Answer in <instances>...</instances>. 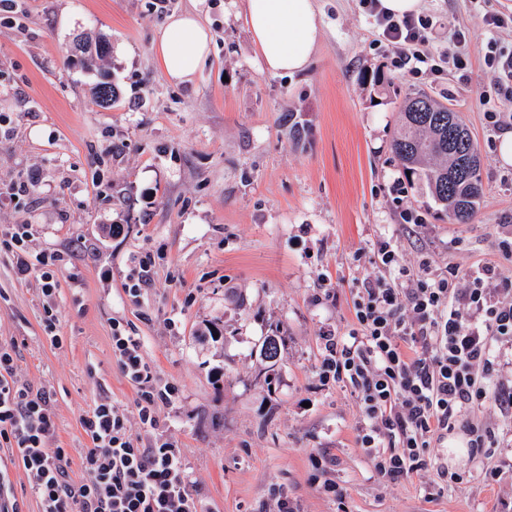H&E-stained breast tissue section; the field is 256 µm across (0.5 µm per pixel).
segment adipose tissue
I'll return each instance as SVG.
<instances>
[{
	"label": "adipose tissue",
	"mask_w": 512,
	"mask_h": 512,
	"mask_svg": "<svg viewBox=\"0 0 512 512\" xmlns=\"http://www.w3.org/2000/svg\"><path fill=\"white\" fill-rule=\"evenodd\" d=\"M247 26L265 70L274 75L305 71L321 37L314 0H245ZM212 36L200 16L171 15L158 31L155 59L175 83L193 81L211 53Z\"/></svg>",
	"instance_id": "adipose-tissue-1"
}]
</instances>
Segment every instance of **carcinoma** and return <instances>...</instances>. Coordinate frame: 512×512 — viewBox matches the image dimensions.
<instances>
[{
    "label": "carcinoma",
    "instance_id": "cac0c4a2",
    "mask_svg": "<svg viewBox=\"0 0 512 512\" xmlns=\"http://www.w3.org/2000/svg\"><path fill=\"white\" fill-rule=\"evenodd\" d=\"M402 130L392 151L416 188H426L448 220L468 224L474 218L482 194L480 169L468 177L458 175L461 161L478 156L473 139L459 134V116L448 120V106L424 92L407 95L402 105Z\"/></svg>",
    "mask_w": 512,
    "mask_h": 512
}]
</instances>
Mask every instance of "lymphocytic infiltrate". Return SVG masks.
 I'll return each mask as SVG.
<instances>
[{"instance_id":"f902f5d3","label":"lymphocytic infiltrate","mask_w":512,"mask_h":512,"mask_svg":"<svg viewBox=\"0 0 512 512\" xmlns=\"http://www.w3.org/2000/svg\"><path fill=\"white\" fill-rule=\"evenodd\" d=\"M360 4L394 52L397 67L410 62L405 47L429 43L433 36L428 16L397 18L379 0ZM27 236L24 225L0 229L16 276L39 272L49 300L55 293L52 269L65 258L51 253L31 259ZM377 252L384 272L362 282L351 328L319 336V381L348 389L358 400L363 422L356 442L379 478L394 483L431 467L444 489L463 477L436 460L432 448L462 427L470 456L491 457L494 430L469 416L479 409L512 408V389L493 385L498 351L512 345V279L487 267L464 285L453 267L434 277L401 267L389 241H380ZM16 352V344H0V447L12 449L29 475L39 512H203L180 448L167 441L144 447L126 415L106 400L81 418L92 446L82 459L83 478L73 480L66 450L45 445L56 430L51 399L17 382ZM112 354L137 389L141 428L156 429L159 408L175 399L177 386L157 380L139 337L118 323L112 326Z\"/></svg>"}]
</instances>
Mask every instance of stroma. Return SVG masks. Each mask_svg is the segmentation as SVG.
I'll list each match as a JSON object with an SVG mask.
<instances>
[{
  "instance_id": "stroma-1",
  "label": "stroma",
  "mask_w": 512,
  "mask_h": 512,
  "mask_svg": "<svg viewBox=\"0 0 512 512\" xmlns=\"http://www.w3.org/2000/svg\"><path fill=\"white\" fill-rule=\"evenodd\" d=\"M197 9L213 41L187 84L154 58L157 29ZM322 38L309 68L266 72L244 0H14L0 13V226L25 224L29 252H70L55 273L58 321H43L39 273L18 279L0 244V344L17 343L19 381L46 390L72 477L89 441L80 417L101 397L134 415L135 387L112 355V323L139 336L161 382L179 393L159 409L143 445L183 451L205 512H276L270 484L298 512H512V419L487 459L449 453L460 484L439 491L427 469L381 482L356 445L362 419L349 390L323 387L319 335L346 331L371 257L390 241L401 263L465 275L485 265L512 278V164L496 152L499 113L512 129V95L496 87L492 52H512V0H422L439 26L429 51L469 35V63L437 73L395 68L359 0H316ZM106 37L89 66L80 43ZM111 106L93 93L100 79ZM423 90L462 113L481 154L483 197L471 223L436 214L422 193L398 196L405 173L391 144L408 93ZM422 215L408 224L405 211ZM123 225L112 235V225ZM150 255L141 297L126 292L137 257ZM60 343H53V336ZM276 338L278 355L263 344ZM329 458L323 481L312 456ZM495 481L483 479L485 469ZM335 481L344 501L323 490Z\"/></svg>"
}]
</instances>
